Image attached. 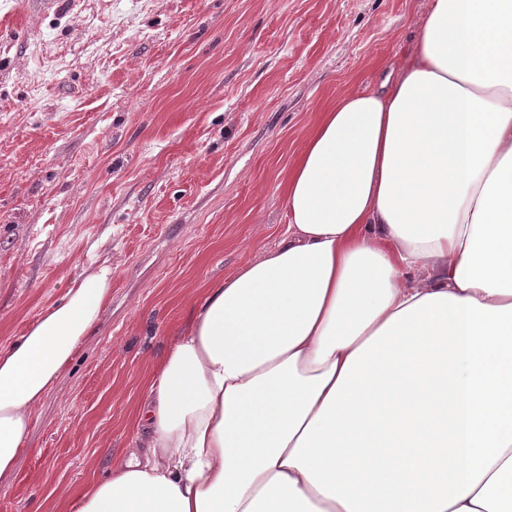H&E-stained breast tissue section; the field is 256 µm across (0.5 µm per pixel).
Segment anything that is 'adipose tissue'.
<instances>
[{"label": "adipose tissue", "instance_id": "1", "mask_svg": "<svg viewBox=\"0 0 512 512\" xmlns=\"http://www.w3.org/2000/svg\"><path fill=\"white\" fill-rule=\"evenodd\" d=\"M285 205L144 377L136 448L53 512H512V0H431ZM111 298L102 266L0 350V480Z\"/></svg>", "mask_w": 512, "mask_h": 512}]
</instances>
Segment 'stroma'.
I'll return each mask as SVG.
<instances>
[{
	"label": "stroma",
	"mask_w": 512,
	"mask_h": 512,
	"mask_svg": "<svg viewBox=\"0 0 512 512\" xmlns=\"http://www.w3.org/2000/svg\"><path fill=\"white\" fill-rule=\"evenodd\" d=\"M430 0H0V348L100 265L112 300L32 408L0 512L107 478L200 288L275 246L337 92L397 66Z\"/></svg>",
	"instance_id": "obj_1"
}]
</instances>
